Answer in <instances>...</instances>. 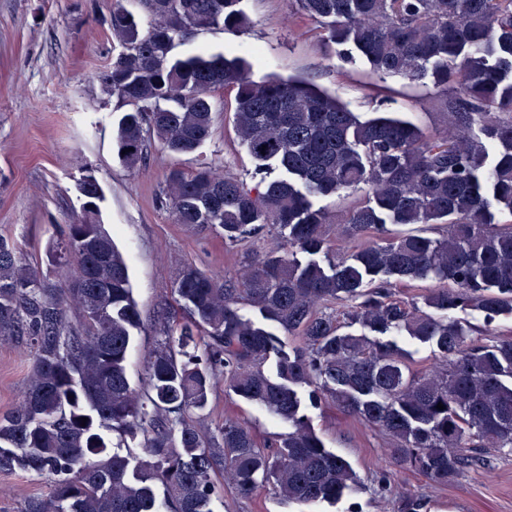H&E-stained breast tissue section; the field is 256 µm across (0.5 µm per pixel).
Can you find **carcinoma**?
I'll use <instances>...</instances> for the list:
<instances>
[{"label":"carcinoma","instance_id":"obj_1","mask_svg":"<svg viewBox=\"0 0 512 512\" xmlns=\"http://www.w3.org/2000/svg\"><path fill=\"white\" fill-rule=\"evenodd\" d=\"M132 2L148 26L115 0L109 25L121 50L100 74L129 106L117 126L118 157L136 165L151 138L171 153L195 152L210 135L212 92L236 89L239 137L283 176L249 188L209 168L173 169L165 177L171 214L189 227L219 225L232 248L276 229L281 247L252 251L239 277L182 265L173 290L186 317L176 324L168 305L157 307L160 340L135 390L127 362L141 310L126 259L102 225L68 224L50 242V257L66 268L58 281L0 237V335L29 336L36 346L26 391L0 413V449H12L0 452V470L53 479L26 512H211L218 471L241 496L271 481L290 502L335 504L357 476L308 423L302 387L311 402L380 430L394 461L435 486L492 451L512 452V338L488 344L450 316L474 310L489 326L512 315V0H295L375 73L432 76L448 113V133L433 139L400 119L362 121L302 79L254 82L238 57L173 55L203 31L243 29L239 0ZM361 184L372 197L351 201L345 220L358 244L338 258L329 254L327 213L311 198ZM493 207L506 222L493 223ZM389 222L446 231L393 235ZM298 253L310 260L297 262ZM411 281L435 283L431 311L395 296ZM338 301L352 303L350 323L374 337L340 332L325 311ZM246 305L265 323L246 319ZM269 322L298 345L285 351ZM403 333L435 346L436 366L412 368L395 340ZM272 358L273 376L265 368ZM221 382L288 433L262 445L231 418L206 430L200 412ZM112 433L141 434L145 458L133 466L107 454Z\"/></svg>","mask_w":512,"mask_h":512}]
</instances>
